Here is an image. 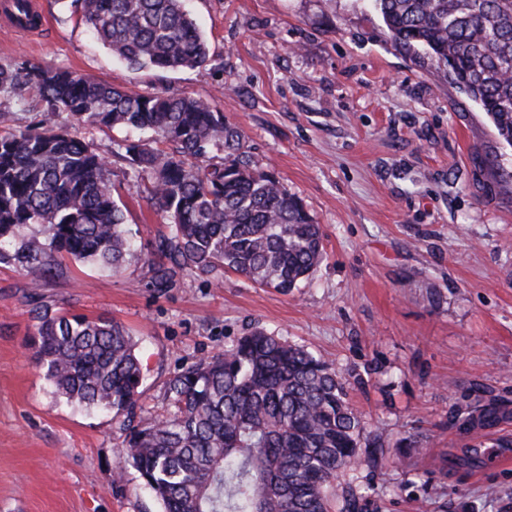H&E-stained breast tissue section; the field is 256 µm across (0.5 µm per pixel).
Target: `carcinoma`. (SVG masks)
I'll list each match as a JSON object with an SVG mask.
<instances>
[{"instance_id":"obj_1","label":"carcinoma","mask_w":512,"mask_h":512,"mask_svg":"<svg viewBox=\"0 0 512 512\" xmlns=\"http://www.w3.org/2000/svg\"><path fill=\"white\" fill-rule=\"evenodd\" d=\"M127 69L178 71L209 61L183 0H62ZM391 41L422 49L489 114L512 145V0H373ZM43 119L19 126L0 109V263L37 286L61 259L114 273L134 255L111 161L73 126L126 132L121 158L146 174V200L164 215L152 242L151 287L233 272L281 294L312 278L323 233L302 199L254 165L244 137L206 99L143 95L110 81L18 58L0 64V94ZM64 113L68 123L57 120ZM30 349L55 392L112 414L123 464L162 512H359L339 491L344 469L376 447L332 364L255 329L167 382L165 413L144 421L143 365L128 328L106 317L35 310ZM503 403L466 405L492 427Z\"/></svg>"}]
</instances>
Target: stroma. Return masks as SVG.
Masks as SVG:
<instances>
[{"mask_svg": "<svg viewBox=\"0 0 512 512\" xmlns=\"http://www.w3.org/2000/svg\"><path fill=\"white\" fill-rule=\"evenodd\" d=\"M36 33L0 30V64L93 75L145 95L212 101L253 164L274 172L323 231L326 259L288 295L225 275L149 284L165 224L139 172L112 181L139 251L119 273L73 260L32 287L0 264V512H161L135 474L116 481L109 414L55 394L27 343L47 305L126 325L143 401L262 328L332 362L379 436L343 478L362 512H512V418L449 428L475 387L512 404V146L424 52L388 37L369 0H186L205 68L129 71L61 0Z\"/></svg>", "mask_w": 512, "mask_h": 512, "instance_id": "obj_1", "label": "stroma"}]
</instances>
